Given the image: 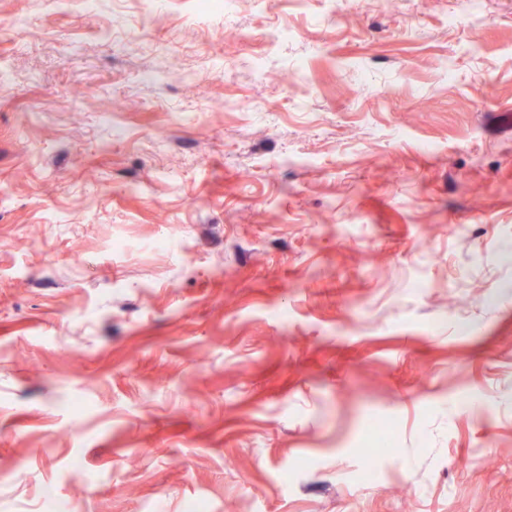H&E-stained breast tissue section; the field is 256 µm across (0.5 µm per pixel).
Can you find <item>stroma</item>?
Returning a JSON list of instances; mask_svg holds the SVG:
<instances>
[{
    "instance_id": "stroma-1",
    "label": "stroma",
    "mask_w": 512,
    "mask_h": 512,
    "mask_svg": "<svg viewBox=\"0 0 512 512\" xmlns=\"http://www.w3.org/2000/svg\"><path fill=\"white\" fill-rule=\"evenodd\" d=\"M509 106L512 0H0V512H512Z\"/></svg>"
}]
</instances>
